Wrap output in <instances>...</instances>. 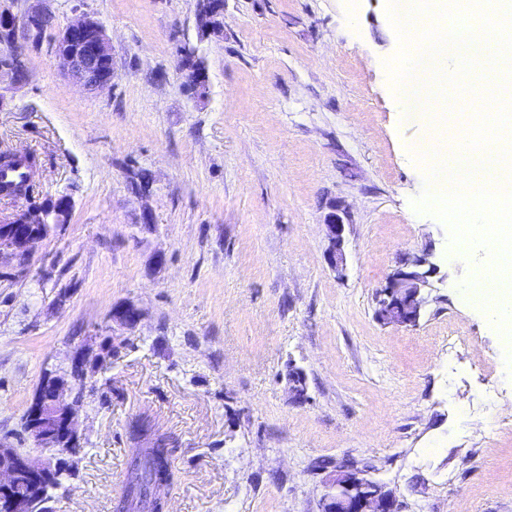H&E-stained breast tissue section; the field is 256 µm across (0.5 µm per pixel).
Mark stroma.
I'll use <instances>...</instances> for the list:
<instances>
[{
  "label": "stroma",
  "mask_w": 512,
  "mask_h": 512,
  "mask_svg": "<svg viewBox=\"0 0 512 512\" xmlns=\"http://www.w3.org/2000/svg\"><path fill=\"white\" fill-rule=\"evenodd\" d=\"M386 4L224 0L223 32L202 40L198 0H45L54 28L26 80L0 78V151L36 156L30 203L65 194L73 210L27 278L0 279V441L50 460L21 427L45 371L104 337L119 346L78 408L83 451L47 512H116L130 449L159 435L174 450L169 512H319L315 462L346 460L401 512H512V348L459 297L483 253L413 207L425 166L408 147L435 133L397 106ZM82 13L112 52L97 93L54 55ZM185 43L204 94L178 67ZM335 205L340 277L323 226ZM428 250L439 272L418 324H382L377 292ZM119 304L139 309L134 328L113 327ZM452 330L469 344L451 355ZM135 418L150 433L133 435Z\"/></svg>",
  "instance_id": "35a3bbf8"
}]
</instances>
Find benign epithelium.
Masks as SVG:
<instances>
[{"label": "benign epithelium", "instance_id": "1", "mask_svg": "<svg viewBox=\"0 0 512 512\" xmlns=\"http://www.w3.org/2000/svg\"><path fill=\"white\" fill-rule=\"evenodd\" d=\"M205 3L208 7L197 12L196 18L201 37L224 28V0H205ZM53 21L52 13L42 5L28 9L21 17L3 9L0 11V44L6 46L21 35L31 43L38 42L53 27ZM54 52L63 73L83 89L96 92L112 87L111 49L103 26L97 20L85 14L73 19L58 31ZM2 72L21 82L27 70L26 65L16 59L0 63ZM52 203L50 209H41L35 204L11 216L0 217V267H9V278H24L30 274L32 259L58 223V216L72 210L71 199L66 195L53 198ZM325 227L330 267L341 277L346 266L345 224L337 209L326 215ZM437 270L438 266L428 253L403 256L387 285L376 296L378 315L396 326L417 325L426 303L423 290ZM140 318L139 310L132 305L112 309V322L123 328L136 326ZM71 369L79 371L80 376L48 398L47 411L35 405L31 407L30 439L53 454L77 456L81 449L60 448L55 437L66 435L80 441L78 418L67 413V409L70 399L78 392V383L88 379L84 351L75 352ZM56 468L57 465L49 461H35L0 443V512H32L33 502L43 497L47 474ZM372 483L374 480L355 465L337 469L325 483L320 512H399L392 493H358V485Z\"/></svg>", "mask_w": 512, "mask_h": 512}]
</instances>
